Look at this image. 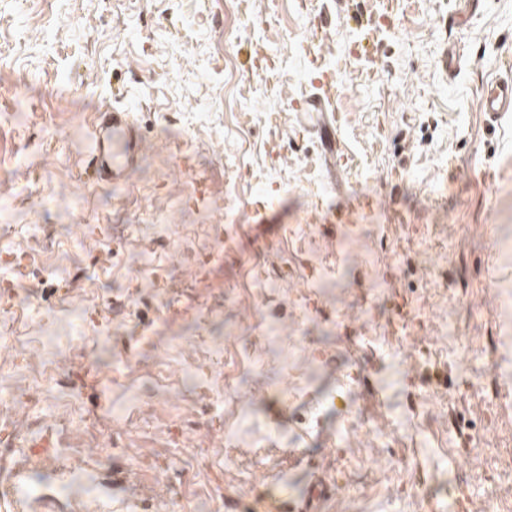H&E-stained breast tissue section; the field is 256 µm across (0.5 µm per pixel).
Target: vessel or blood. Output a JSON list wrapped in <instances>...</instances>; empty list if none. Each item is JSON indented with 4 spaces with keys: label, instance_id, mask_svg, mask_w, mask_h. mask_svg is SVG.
Wrapping results in <instances>:
<instances>
[{
    "label": "vessel or blood",
    "instance_id": "vessel-or-blood-1",
    "mask_svg": "<svg viewBox=\"0 0 512 512\" xmlns=\"http://www.w3.org/2000/svg\"><path fill=\"white\" fill-rule=\"evenodd\" d=\"M318 81L311 93L301 95L292 103L302 131L319 135L328 153L330 167L344 166L347 155L340 143L336 128L334 84L338 79L335 67L328 63L318 66ZM478 107L491 121L512 113V76L489 81L478 101ZM144 139L132 120V111L115 107L98 113L90 131V149L84 160L88 181L123 183L126 172L143 151ZM248 221L262 233H269L279 223L280 212L274 203L256 202ZM325 486L311 484L303 500H289L287 488H275L253 497L245 512H320L325 500Z\"/></svg>",
    "mask_w": 512,
    "mask_h": 512
}]
</instances>
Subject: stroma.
Here are the masks:
<instances>
[{
    "instance_id": "35a3bbf8",
    "label": "stroma",
    "mask_w": 512,
    "mask_h": 512,
    "mask_svg": "<svg viewBox=\"0 0 512 512\" xmlns=\"http://www.w3.org/2000/svg\"><path fill=\"white\" fill-rule=\"evenodd\" d=\"M395 2L0 0V471L33 488L0 512H235L317 477L323 512H512V116L477 106L512 0ZM324 15L336 170L290 110ZM115 98L145 147L90 183ZM275 190L268 246L247 215ZM372 205V200L364 195H359L355 197L348 206V211L351 213L364 211L367 208H370ZM322 212H323V218L325 223L334 224L336 223V218L341 220L342 217L348 216L349 212H343V211H336V208L332 206H321Z\"/></svg>"
}]
</instances>
